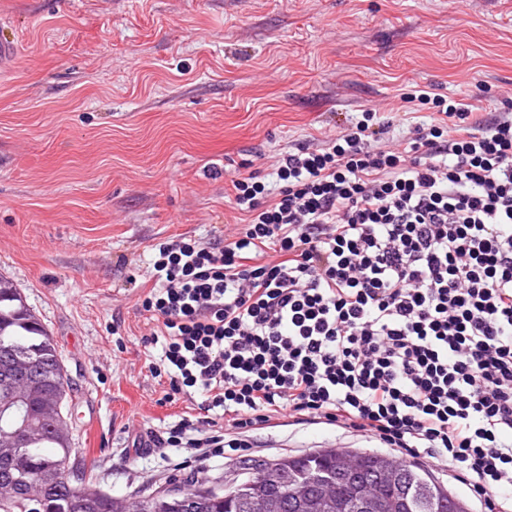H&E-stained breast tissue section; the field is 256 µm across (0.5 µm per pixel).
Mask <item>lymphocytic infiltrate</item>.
I'll list each match as a JSON object with an SVG mask.
<instances>
[{
  "label": "lymphocytic infiltrate",
  "instance_id": "lymphocytic-infiltrate-1",
  "mask_svg": "<svg viewBox=\"0 0 512 512\" xmlns=\"http://www.w3.org/2000/svg\"><path fill=\"white\" fill-rule=\"evenodd\" d=\"M404 100L432 108L409 137L364 111L279 152L273 182L231 177L234 234L154 245L149 368L206 413L157 444L202 462L286 415L434 458L512 512V100Z\"/></svg>",
  "mask_w": 512,
  "mask_h": 512
}]
</instances>
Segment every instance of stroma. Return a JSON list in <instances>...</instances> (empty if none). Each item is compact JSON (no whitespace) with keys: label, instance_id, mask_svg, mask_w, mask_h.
Returning <instances> with one entry per match:
<instances>
[{"label":"stroma","instance_id":"35a3bbf8","mask_svg":"<svg viewBox=\"0 0 512 512\" xmlns=\"http://www.w3.org/2000/svg\"><path fill=\"white\" fill-rule=\"evenodd\" d=\"M0 276L50 335L68 424L97 487L136 507L255 465L379 443L310 423L191 469L135 447L199 415L167 401L139 298L153 244L233 232L236 174L271 172L281 148L320 144L363 110L412 124L404 93L436 86L478 112L512 93V0H0Z\"/></svg>","mask_w":512,"mask_h":512}]
</instances>
